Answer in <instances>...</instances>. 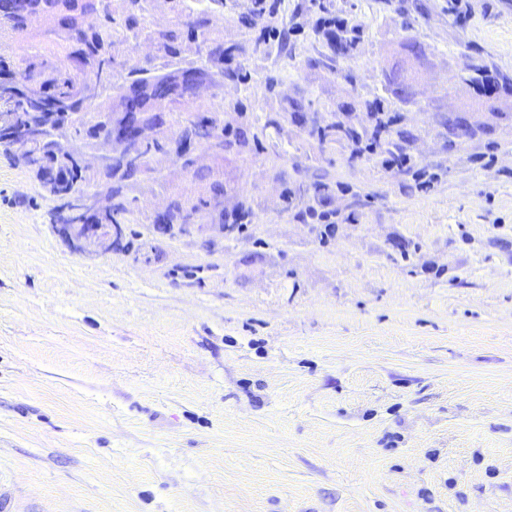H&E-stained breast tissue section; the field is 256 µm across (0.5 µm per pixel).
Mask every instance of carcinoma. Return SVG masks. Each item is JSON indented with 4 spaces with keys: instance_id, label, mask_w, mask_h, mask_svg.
I'll return each mask as SVG.
<instances>
[{
    "instance_id": "cac0c4a2",
    "label": "carcinoma",
    "mask_w": 512,
    "mask_h": 512,
    "mask_svg": "<svg viewBox=\"0 0 512 512\" xmlns=\"http://www.w3.org/2000/svg\"><path fill=\"white\" fill-rule=\"evenodd\" d=\"M112 0H82L78 15L69 13L68 0H0V34L26 40L34 31L40 40L28 45L16 59H0V115L4 125L0 136L9 138L12 132L25 128L36 134L25 152L18 157L40 182L46 195L58 198H81L88 191L103 185L112 198V208L95 221L125 225L134 215V193L148 179L155 165L168 155L166 139L147 142L141 152L142 161L135 165H114L112 158L101 160L97 179L86 173L81 165L80 142L83 149L94 148L108 122L119 121L128 111L127 93L140 94L153 105L164 104L167 109L177 103L169 99L172 92L185 89L210 76L224 54V44L209 30V19L200 13L189 22L175 20L168 28L147 29L141 26L145 0H126L128 14L116 19ZM154 43L159 56L167 61L160 69H133L128 76L114 73L120 49L139 36ZM193 42L208 46L205 59L177 63L183 44ZM95 73L103 78L96 94L94 114L87 121L75 123L74 117L87 112L85 79ZM369 124H354L349 118L336 116L325 126L313 128L309 137L323 146L340 143L348 146L349 160L354 162L366 155L385 158L409 154L412 134L400 126L401 116L391 112L367 113ZM441 124L449 137H460L470 131L453 116ZM224 132L217 118L211 124L177 125L174 135H192L200 144L222 148L224 141L238 136H220ZM192 178L201 184V191L190 195L194 212H199L206 224H219L227 236L244 230L238 219L252 213V207L241 200L234 212L218 217L208 212L211 197L224 195L223 183L209 169L195 168ZM313 195L297 211V215L313 223L315 230L333 223L335 213L321 212L322 201L331 187L318 179L312 183Z\"/></svg>"
}]
</instances>
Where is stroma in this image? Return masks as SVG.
<instances>
[{
    "mask_svg": "<svg viewBox=\"0 0 512 512\" xmlns=\"http://www.w3.org/2000/svg\"><path fill=\"white\" fill-rule=\"evenodd\" d=\"M347 19L352 50L319 29ZM281 0V46L226 0L227 128L202 152L256 218L170 237L153 217L195 182L176 156L134 203V247L79 256L53 201L0 145V471L19 512H512V0ZM249 70L252 83L239 79ZM414 75L401 95L396 77ZM400 113L431 190L319 146L298 116ZM466 114L473 136L444 138ZM349 212L328 243L284 211L316 175Z\"/></svg>",
    "mask_w": 512,
    "mask_h": 512,
    "instance_id": "1",
    "label": "stroma"
}]
</instances>
